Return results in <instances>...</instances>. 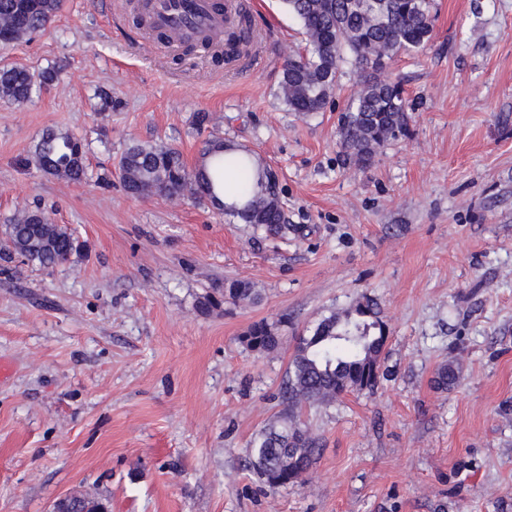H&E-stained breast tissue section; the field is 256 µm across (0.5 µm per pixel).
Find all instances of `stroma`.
<instances>
[{"label": "stroma", "mask_w": 512, "mask_h": 512, "mask_svg": "<svg viewBox=\"0 0 512 512\" xmlns=\"http://www.w3.org/2000/svg\"><path fill=\"white\" fill-rule=\"evenodd\" d=\"M112 2L64 0L0 42V69L53 76L32 101L0 97V230L37 208L80 243L51 270L0 259V512L77 491L112 512H512V0H433L426 46L383 73L408 131L363 169L338 143L351 64L322 111L277 95L305 45L282 0H254L258 37L232 63L219 45L147 49L133 0ZM49 130L82 142L84 182L30 166ZM212 134L276 171L286 236L127 194L129 146L192 168ZM228 279L258 301L203 307ZM366 298L389 332L377 385L303 408L316 460L267 490L250 443L283 409L298 334ZM282 317L278 349L247 347Z\"/></svg>", "instance_id": "1"}]
</instances>
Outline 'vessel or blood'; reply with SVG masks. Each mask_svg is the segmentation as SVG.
I'll return each mask as SVG.
<instances>
[{"label":"vessel or blood","instance_id":"1","mask_svg":"<svg viewBox=\"0 0 512 512\" xmlns=\"http://www.w3.org/2000/svg\"><path fill=\"white\" fill-rule=\"evenodd\" d=\"M241 0H141L147 29L174 42L217 35L227 28Z\"/></svg>","mask_w":512,"mask_h":512}]
</instances>
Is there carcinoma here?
I'll return each instance as SVG.
<instances>
[{
	"label": "carcinoma",
	"mask_w": 512,
	"mask_h": 512,
	"mask_svg": "<svg viewBox=\"0 0 512 512\" xmlns=\"http://www.w3.org/2000/svg\"><path fill=\"white\" fill-rule=\"evenodd\" d=\"M61 0H0V31L11 41L44 28L60 9ZM305 36L302 52L283 62L278 95L288 111L307 116L320 111L336 88L343 62L349 60L365 73L349 108L338 123L339 144L355 166L369 165L378 149L398 139L408 129L409 117L402 89L380 77L385 61L398 53L419 51L432 34L431 0H284ZM37 82L24 69L0 71V96L28 101ZM219 137L206 141L204 163L187 167L179 150L160 144H134L121 158L126 191L138 198L173 199L185 192L206 198L242 224H250L268 237H280L288 226L277 185L270 168L249 150L225 156ZM79 140L67 134L47 133L30 164L39 170L80 182L86 167ZM234 167L257 177L258 189L243 195L241 203L226 206L224 170ZM79 249L68 228L48 222L44 213L26 211L8 225L0 238V253L17 254L27 262L49 269L67 262ZM224 299L253 302L257 292L244 280L224 283ZM282 320H262L246 332L244 341L256 352L276 349L282 340ZM388 340L380 310L373 301H359L342 312H330L308 336L299 338L283 387L286 403L277 420L251 442L249 464L261 482L272 490L296 483L311 467L318 439L301 426L297 410L325 406L347 392L372 389L379 377L380 359ZM457 369L441 365L435 383L441 389L455 385ZM64 512H100L110 507L101 492L61 503Z\"/></svg>",
	"instance_id": "obj_1"
}]
</instances>
